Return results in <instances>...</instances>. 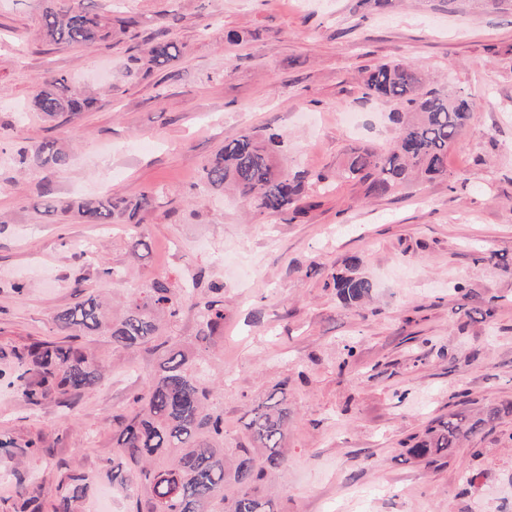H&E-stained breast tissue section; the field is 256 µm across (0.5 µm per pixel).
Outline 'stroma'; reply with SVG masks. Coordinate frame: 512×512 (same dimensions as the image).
<instances>
[{"mask_svg":"<svg viewBox=\"0 0 512 512\" xmlns=\"http://www.w3.org/2000/svg\"><path fill=\"white\" fill-rule=\"evenodd\" d=\"M356 0H83L129 31L94 47L58 46L41 31L47 0H0V512L17 475L44 497L61 470L86 474L80 512H97L112 482L113 415L130 408L156 365L151 354L82 344L107 371L70 403L20 401L9 386L25 345L55 339L75 285L126 298L158 277L224 286V445L275 388L294 415L288 463L266 493L278 512H512V13L461 0H399L379 12ZM166 30L182 54L164 70L138 63ZM237 31L246 42L234 44ZM405 60L475 103L448 150V178L383 197L336 180L350 148L384 149L393 103L366 98L361 76ZM56 74L93 107L57 127L33 109L37 80ZM271 127L288 135L290 167L330 176L305 215L266 218L197 188L225 138ZM54 138L66 168L12 156ZM156 195L140 217L150 248L129 251L123 224H84L47 211L87 196ZM373 291L344 304L325 285L347 258ZM121 271L119 279L102 268ZM25 286L24 294L13 290ZM497 297L494 319H481ZM353 345L347 357L345 345ZM498 416L450 455L407 456L409 437L460 412ZM42 450L26 453L29 441Z\"/></svg>","mask_w":512,"mask_h":512,"instance_id":"obj_1","label":"stroma"}]
</instances>
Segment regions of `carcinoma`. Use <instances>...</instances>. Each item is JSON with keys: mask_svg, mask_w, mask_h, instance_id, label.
<instances>
[{"mask_svg": "<svg viewBox=\"0 0 512 512\" xmlns=\"http://www.w3.org/2000/svg\"><path fill=\"white\" fill-rule=\"evenodd\" d=\"M44 37L58 45L91 47L112 36V18L78 4L52 6L41 17ZM147 63L166 68L181 49L164 35L147 40ZM365 97L396 105L394 144L387 150L351 149L338 176L365 187L367 196H385L416 178H448V149L460 138L473 110L460 93L434 86L411 64L381 63L364 76ZM37 111L50 120L70 123L93 105L64 75L37 82L33 96ZM286 135L280 131L243 130L224 139V145L203 167L201 188L230 190L253 212L265 217L303 215L311 204L308 191L323 187L327 177L299 170L289 172L280 156ZM18 164L35 161L64 166L69 155L54 139L22 147ZM155 195L135 199L97 197L61 207L86 224H134L154 207ZM359 259L347 264L348 273L328 275L337 295L347 303L369 297L373 283L356 273ZM175 288L155 279L120 310L98 295L80 297L55 316L62 341L36 340L20 355L17 394L27 404L48 398L65 403L97 384L102 364L74 344L80 336H106L112 347L156 355L157 366L145 382L134 408L114 419L116 459L112 482L130 488L125 512H277L263 486L287 463L284 446L292 412L277 393L248 410L247 436L236 448L224 447V409L215 385L213 347L224 330V287L212 282L199 293ZM193 310L199 328L191 339L167 334L185 310ZM479 422L453 414L429 426L407 448L418 458L441 457L473 433ZM87 489L81 472L64 471L58 495L45 503L39 489L26 480L16 484L13 512H76Z\"/></svg>", "mask_w": 512, "mask_h": 512, "instance_id": "cac0c4a2", "label": "carcinoma"}]
</instances>
